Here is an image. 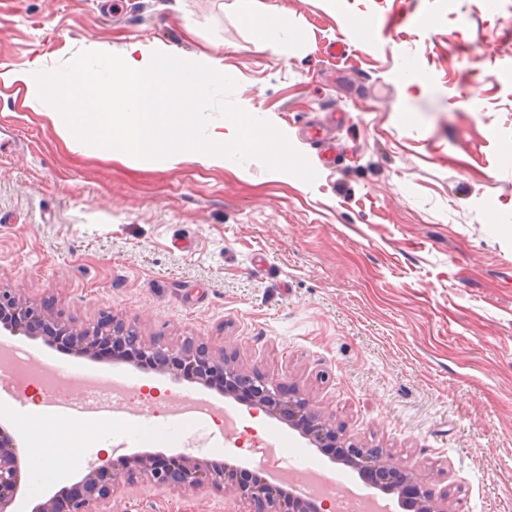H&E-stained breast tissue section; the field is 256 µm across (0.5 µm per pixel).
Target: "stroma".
Listing matches in <instances>:
<instances>
[{"instance_id": "35a3bbf8", "label": "stroma", "mask_w": 512, "mask_h": 512, "mask_svg": "<svg viewBox=\"0 0 512 512\" xmlns=\"http://www.w3.org/2000/svg\"><path fill=\"white\" fill-rule=\"evenodd\" d=\"M289 35L253 47L234 0H0V65L51 70L130 43L220 59L233 101L283 132L314 184L255 158L173 165L65 146L27 90L0 84V289L66 320L111 315L171 346L206 344L241 370L298 385L342 430L412 468L449 512H512V0H262ZM345 57L328 54L334 42ZM412 61L415 79L401 71ZM340 120L336 166L298 129ZM76 369L195 391L242 438L192 420L163 442L129 431L112 457L181 453L256 468L349 467L298 432L171 373L88 361L19 334ZM64 485L98 463L94 436L43 417ZM112 512H248L210 491L122 487Z\"/></svg>"}]
</instances>
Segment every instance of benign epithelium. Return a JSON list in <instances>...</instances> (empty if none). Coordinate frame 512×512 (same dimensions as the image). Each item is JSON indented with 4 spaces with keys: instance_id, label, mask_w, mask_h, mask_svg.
<instances>
[{
    "instance_id": "benign-epithelium-1",
    "label": "benign epithelium",
    "mask_w": 512,
    "mask_h": 512,
    "mask_svg": "<svg viewBox=\"0 0 512 512\" xmlns=\"http://www.w3.org/2000/svg\"><path fill=\"white\" fill-rule=\"evenodd\" d=\"M14 335L23 332L38 336L52 346L65 343L75 355L95 359L94 345L101 337L123 342L128 361L151 362L160 369L179 375L185 367L200 366L211 376L224 379V395L242 392L250 403L271 415L288 421L318 448L336 449L335 459L344 462L370 480L385 493L412 487V495L402 497L400 506L406 512H448L445 503L414 484L410 468L388 465L377 455L340 438L325 413L310 400L288 389L283 382L258 370L239 371L226 363H217L201 347L166 348L157 342H146L137 330L123 322L105 319L91 332L57 321L47 309L31 306L0 290V331ZM150 484L157 488H179L196 493L210 490L232 495L254 507V512H326L324 499L304 494L291 486L280 489L267 482L230 478L222 469H205L181 454L144 453L131 465L128 457H104L72 488H62L49 497L30 502L28 512H106L115 490L124 485ZM22 470L18 447L13 437L0 426V512H18L21 497Z\"/></svg>"
}]
</instances>
